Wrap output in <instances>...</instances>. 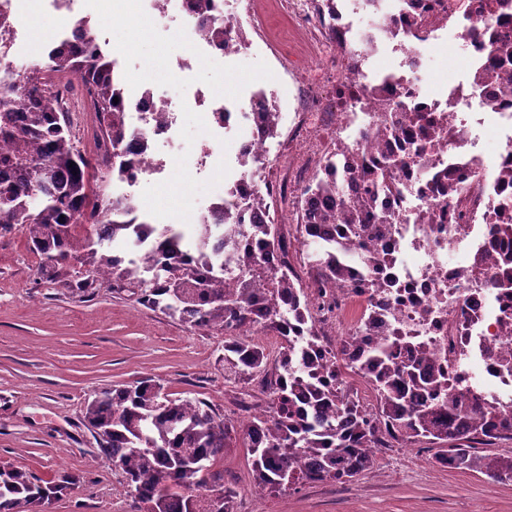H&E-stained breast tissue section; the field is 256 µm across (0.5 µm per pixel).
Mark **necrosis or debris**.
Returning a JSON list of instances; mask_svg holds the SVG:
<instances>
[{
	"instance_id": "4bbe7bcc",
	"label": "necrosis or debris",
	"mask_w": 512,
	"mask_h": 512,
	"mask_svg": "<svg viewBox=\"0 0 512 512\" xmlns=\"http://www.w3.org/2000/svg\"><path fill=\"white\" fill-rule=\"evenodd\" d=\"M147 10L175 14L197 61L219 62L246 50L236 33L224 42L202 39L191 0H142ZM212 13L248 27L293 81L289 100L268 87L228 104L208 89L186 91L159 105L151 87L137 96L138 129L151 143L173 142L192 109L206 107L210 132L193 158L196 173L224 161L254 165L225 179L219 201L238 214L239 234L224 245L230 282L243 272L237 252L253 247L251 226L270 223L268 212L242 211L256 194L272 196L279 217L307 224L324 200L309 192L316 179L336 180L335 208L357 194L366 169L396 155L395 189L370 211L395 216L385 235L369 229L367 247L385 260L388 283L351 270L335 288L302 287L310 321L280 320L279 336L314 328L324 350L348 342L363 355L383 338L403 342L394 359L421 356L446 383L470 387L512 415V288L493 287L512 239L498 233L501 204L512 198V0H213ZM453 43L468 64L465 78L430 88L429 60L438 43ZM387 44L397 68L377 70ZM276 113L285 135L272 141L259 113ZM498 146L484 151L487 131ZM336 168H329V161ZM175 155L150 152L140 172L117 179L118 197L132 199L144 177L182 167Z\"/></svg>"
}]
</instances>
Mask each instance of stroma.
I'll use <instances>...</instances> for the list:
<instances>
[{"mask_svg":"<svg viewBox=\"0 0 512 512\" xmlns=\"http://www.w3.org/2000/svg\"><path fill=\"white\" fill-rule=\"evenodd\" d=\"M22 6L19 66L64 36L68 18L86 17L129 87L147 81L170 98L190 85L211 87L227 100L257 83L284 100L291 93L258 49L220 68L178 72L175 60L191 54L190 43L139 0H77L68 18L50 11L48 0H22ZM214 190V180L194 178L186 168L143 186L139 213L159 224H189ZM39 263L22 231L0 237V464L45 480L61 473L74 479V488L35 512H137L125 474L86 425V402L150 377L170 397L198 398L230 414L234 397L248 386L224 370L223 331L192 329L105 282L84 292L67 287L85 274L76 260L65 263L63 279ZM433 455L424 443L382 448L362 476L276 495L255 487L246 448L227 449L213 468L234 492V512H512V482L433 465Z\"/></svg>","mask_w":512,"mask_h":512,"instance_id":"stroma-1","label":"stroma"}]
</instances>
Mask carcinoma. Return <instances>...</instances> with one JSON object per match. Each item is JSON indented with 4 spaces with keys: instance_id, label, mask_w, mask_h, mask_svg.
Instances as JSON below:
<instances>
[{
    "instance_id": "cac0c4a2",
    "label": "carcinoma",
    "mask_w": 512,
    "mask_h": 512,
    "mask_svg": "<svg viewBox=\"0 0 512 512\" xmlns=\"http://www.w3.org/2000/svg\"><path fill=\"white\" fill-rule=\"evenodd\" d=\"M75 43L57 45L26 66L22 81L0 89V234L20 226L45 270L63 275V264L75 257L89 278L69 283L84 290L106 276L112 288L138 296L194 329L278 328L282 312L295 322L307 310L298 280L273 273L264 287L245 280L232 294L224 287V260L219 256L224 233L238 226L214 224H136L134 205L111 198L90 186L91 160L76 148L71 122L63 119L52 73L76 78L93 99L98 113L95 141L117 158V175L137 172L142 154L125 148L138 136L129 122L136 104L125 96L116 77V63L106 57L89 20L73 23ZM400 166L394 156L381 164L383 174H364L365 197L388 190V173ZM89 225L97 240L74 235L76 225ZM340 224L342 239L324 237V226ZM260 250L238 254L237 264L250 272L261 266L262 253H277L288 265V240L275 224H254ZM364 231L361 203L341 212L329 208L317 223L303 227L308 277L333 288L348 271L345 260L374 271L380 256L361 248ZM149 249L154 264L146 269L134 255ZM393 343L368 355L375 411L367 413L351 393L346 378L361 371L359 362L327 357L320 336L312 330L296 343L282 345L270 362L261 347L242 336L224 342V368L249 383L261 374L260 393L269 413L247 420L226 417L198 399L162 395L151 379L105 391L86 405L85 418L99 437L103 454L124 471L139 512H207L206 497L231 512L232 493L224 476L209 463L240 440L253 456L255 486L284 493L307 481L342 483L370 470L375 448L398 443H428L437 449L433 463L466 469L499 481H512V454L478 455L471 449L512 440V419L468 388L443 389V379L425 358L393 361ZM427 391L428 395L421 394ZM70 485L60 474L45 481L30 472L0 468V512H22Z\"/></svg>"
}]
</instances>
